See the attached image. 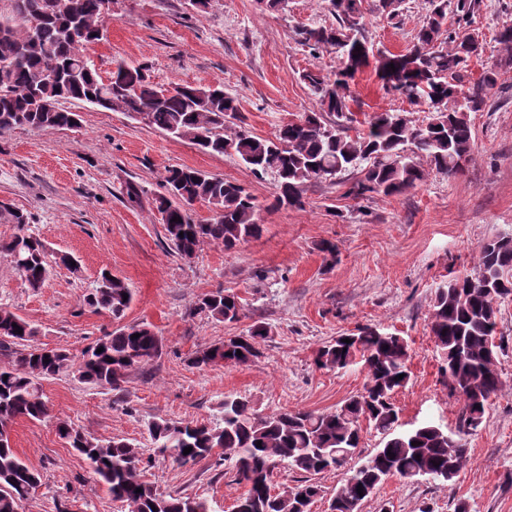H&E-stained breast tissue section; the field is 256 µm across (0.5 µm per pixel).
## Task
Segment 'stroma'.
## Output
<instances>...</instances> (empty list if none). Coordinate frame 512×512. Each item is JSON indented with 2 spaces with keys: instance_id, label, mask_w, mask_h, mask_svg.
Wrapping results in <instances>:
<instances>
[{
  "instance_id": "stroma-1",
  "label": "stroma",
  "mask_w": 512,
  "mask_h": 512,
  "mask_svg": "<svg viewBox=\"0 0 512 512\" xmlns=\"http://www.w3.org/2000/svg\"><path fill=\"white\" fill-rule=\"evenodd\" d=\"M374 2H364L374 46L394 53L412 46L425 19L424 0H403L391 20L373 12ZM334 22L329 0H288L276 12L260 11L255 0H210L203 10L191 0H112V22L86 53L104 75L123 60L148 65L163 88L223 85L239 100L248 130L268 138L315 107L299 79L302 71L330 75L336 69L335 55L315 56L302 45L301 28ZM506 22L512 23V0H481L469 22L449 20V28L482 37L464 86L504 57L496 31ZM354 91L358 122L386 111L418 124L428 118L424 105L386 95L373 69L357 75ZM63 106L80 113L78 128L0 134V203L29 218L23 226L0 221V240L35 235L52 266L35 291L0 254V307L34 324L38 343L74 355L122 323L149 326L164 347L159 357L127 371L117 390L69 372L43 381L50 417L17 420L11 430L18 456L41 475L22 512H128L60 436L61 421L99 440L123 438L142 448L151 459L145 478L159 491L205 498L216 512H232L245 491L234 472L214 456L181 467L154 455L147 421H210L227 396L245 397L263 414L333 411L362 392L365 374L356 366L318 368L315 354L365 325L409 344L411 379L393 396L403 429L426 422L455 428L459 405L443 384L430 315L435 291L449 275L474 274L480 245L512 235V68L501 71L485 110L470 115L474 144L462 173L433 171L403 194L364 200L346 197L345 185L311 182L300 208L276 206L273 177L256 176L236 156L205 153L123 112L69 100ZM172 166L243 185L255 199L261 235L231 251L207 242L193 259H181L153 205ZM130 184L142 189L140 202L128 200ZM324 241L335 245V256L319 251ZM68 257L73 266L65 265ZM105 270L133 292L120 321L83 303ZM220 288L238 294V321L188 316L198 296ZM257 322L270 336L253 363L191 364L195 352L245 335ZM496 322L503 389L468 436V462L459 477L447 485L388 478L360 512H455L461 502L468 512H512V296L501 302ZM379 443L375 431L365 429L350 467ZM350 467L317 475L322 494L311 512H325Z\"/></svg>"
}]
</instances>
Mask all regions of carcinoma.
<instances>
[{
	"label": "carcinoma",
	"mask_w": 512,
	"mask_h": 512,
	"mask_svg": "<svg viewBox=\"0 0 512 512\" xmlns=\"http://www.w3.org/2000/svg\"><path fill=\"white\" fill-rule=\"evenodd\" d=\"M11 2V13L0 14V134L21 127L72 126L79 123L80 115L60 108V101L87 103L106 98L111 101L106 110L145 112L148 126L188 140L209 154L230 152L255 175L273 176L279 187L276 202L288 199L290 206L298 208L304 204L307 183L335 182L352 169L360 177L346 195L354 199L395 196L415 187L426 177L415 161L418 156L439 173H459L473 146L470 113L483 110L500 71L512 65V25H504L497 41L509 54L486 67L472 87L462 88V72L479 55L480 46L448 29V14L467 19L479 7L478 0H426L425 21L416 41L400 53L376 49L368 41L364 0H330L336 24L306 27L300 35L313 54L341 48L336 72L328 76L310 69L300 74L316 99V108L282 125L271 140L246 128L237 98L222 88L185 85L207 92L196 108L186 93L160 100L162 90L151 80L147 66L120 62V91H114L112 76H102L84 53L87 46L104 38L100 29L104 0H63L66 8L56 11L48 7L50 0ZM29 17L36 21L33 29L28 26ZM75 24L83 31L78 39L66 35ZM371 64L385 92L427 105V122L416 124L400 112H378L362 132L348 134L354 121L352 85ZM231 119L236 124L227 134L224 129ZM163 184L165 193L157 195L154 204L164 214L166 237L180 257L194 258L205 242L230 250L260 234L254 199L241 185L188 167L166 170ZM198 201L215 208L212 219L195 220L191 205ZM175 217L179 221H173ZM0 252L10 256L28 287L43 286L50 264L40 239L17 234L0 241ZM478 267L476 274L451 278L438 288L431 313L430 331L444 359L443 383L461 403L456 431L433 422L399 430L393 394L411 378L409 345L401 336L367 325L357 333L336 337L316 352L315 364L320 368L358 365L365 372L363 391L335 410H286L263 416L247 398L226 397L216 422H148L154 454L185 466L207 459L220 448L224 464L245 484L246 491L236 501L242 512H300L301 497L315 498L322 492L310 477L346 466L360 447L366 423L382 440L352 471L354 480L336 489L337 512H359L361 503L389 477L454 482L467 463L463 436L478 429L491 398L502 388L496 362V315L499 301L512 294V236L482 244ZM125 294L132 295L131 289L104 273L85 303L120 319L131 303L123 299ZM241 312L239 296L224 289L199 296L189 308L192 317L204 315L220 322H235ZM18 328L22 333L16 332ZM269 334L266 325L255 323L245 336H231L196 352L191 364L198 368L246 365L260 355L259 345ZM34 336L36 330L28 321L0 308V337L22 346L12 366L0 370V512H15L16 503L41 483L40 474L11 447L10 426L21 418L50 416L42 380L71 369L84 383L116 390L127 371L152 361L163 349L162 338L150 327L123 326L82 350L75 369L69 353L48 351L33 343ZM346 338L350 342H344ZM58 431L107 485L112 499L125 503L130 512H216L206 499L164 494L144 480V457L137 445L120 438L103 442L66 421L59 423ZM414 441L419 445H412ZM188 447L192 451L186 454ZM389 452L394 457L387 456ZM280 463L306 475L289 493L272 490V473Z\"/></svg>",
	"instance_id": "obj_1"
}]
</instances>
